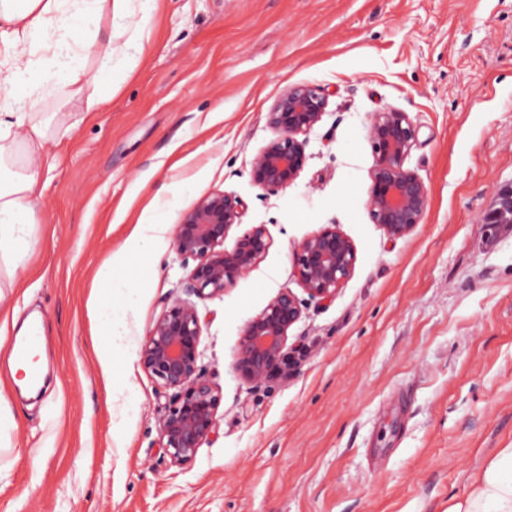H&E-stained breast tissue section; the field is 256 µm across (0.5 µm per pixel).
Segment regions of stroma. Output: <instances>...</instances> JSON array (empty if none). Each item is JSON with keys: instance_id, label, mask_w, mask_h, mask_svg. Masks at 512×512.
Wrapping results in <instances>:
<instances>
[{"instance_id": "obj_1", "label": "stroma", "mask_w": 512, "mask_h": 512, "mask_svg": "<svg viewBox=\"0 0 512 512\" xmlns=\"http://www.w3.org/2000/svg\"><path fill=\"white\" fill-rule=\"evenodd\" d=\"M125 24L111 68L88 54L105 102L34 161L31 251L0 259V512H449L512 448V224L486 221L512 192V0H129ZM295 84L328 104L299 177L271 192L250 162ZM388 109L419 128L404 165L429 195L397 241L366 208L368 125ZM217 191L247 205L225 247L259 224L273 244L197 303L223 398L213 440L174 466L157 431L169 394L138 351L188 273L171 227ZM159 221L168 232L126 248ZM329 224L356 247L353 274L307 302L288 378L242 381L246 323L301 293L295 247ZM119 251L138 303L111 343L99 271ZM35 311L47 372L32 394L6 354Z\"/></svg>"}]
</instances>
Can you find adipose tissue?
<instances>
[{
  "label": "adipose tissue",
  "instance_id": "adipose-tissue-1",
  "mask_svg": "<svg viewBox=\"0 0 512 512\" xmlns=\"http://www.w3.org/2000/svg\"><path fill=\"white\" fill-rule=\"evenodd\" d=\"M127 0H0V254L20 257L31 248L27 227L37 217L44 185L32 160L48 141L49 124L30 105L46 85L59 88L66 100H80L96 110L102 98L92 92L96 74L87 67V51L101 45L104 66L115 50L98 43L103 18L123 16ZM123 253L112 257L103 275L115 296L98 306L109 340L119 338L118 325L133 308L137 294L129 277L116 275ZM451 512H512V448L502 449L480 476L473 495Z\"/></svg>",
  "mask_w": 512,
  "mask_h": 512
}]
</instances>
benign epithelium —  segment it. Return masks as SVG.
I'll return each mask as SVG.
<instances>
[{"instance_id":"obj_1","label":"benign epithelium","mask_w":512,"mask_h":512,"mask_svg":"<svg viewBox=\"0 0 512 512\" xmlns=\"http://www.w3.org/2000/svg\"><path fill=\"white\" fill-rule=\"evenodd\" d=\"M324 89L309 84L289 87L277 98L268 123L278 132L251 161L253 182L268 191L290 186L306 162L307 135L325 113ZM418 130L405 112H376L368 127L375 158L366 202L371 221L391 240L404 239L422 223L428 191L422 179L404 166L417 142ZM246 203L228 192L201 197L175 225L174 247L190 267L182 295L166 303L139 349V365L164 390L171 392L158 419L164 454L174 465L192 462L211 441L222 393L199 365L201 317L196 300L224 292L251 272L272 241L262 225L224 248L233 226L242 222ZM357 261L352 240L331 224L304 238L294 263L305 293L321 303L331 300L352 275ZM302 300L290 290L277 293L251 318L239 338L234 371L246 383L261 386L282 374L287 361L289 331L301 321Z\"/></svg>"}]
</instances>
